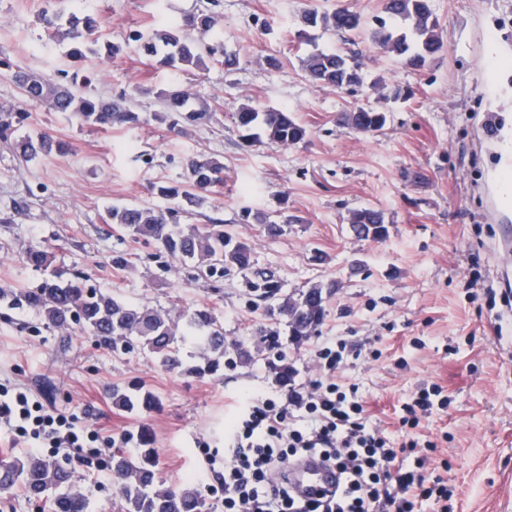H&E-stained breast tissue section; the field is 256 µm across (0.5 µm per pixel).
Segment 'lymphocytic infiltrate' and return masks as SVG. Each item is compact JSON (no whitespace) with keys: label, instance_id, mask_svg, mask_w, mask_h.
<instances>
[{"label":"lymphocytic infiltrate","instance_id":"obj_1","mask_svg":"<svg viewBox=\"0 0 512 512\" xmlns=\"http://www.w3.org/2000/svg\"><path fill=\"white\" fill-rule=\"evenodd\" d=\"M347 348L344 339L325 340L315 350L313 379L241 401L226 428L230 448L204 452L193 471L212 496L213 512H421L424 502L447 501L444 479L427 472L436 443L408 436L396 444L385 429L369 425L356 388L343 380ZM0 429L35 450L68 449L98 475L104 449L130 440L102 435L75 415L48 412L22 388L0 390ZM309 454L343 474L338 493L303 501L289 489L284 464Z\"/></svg>","mask_w":512,"mask_h":512}]
</instances>
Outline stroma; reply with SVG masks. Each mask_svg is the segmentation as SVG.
<instances>
[{"label": "stroma", "instance_id": "obj_1", "mask_svg": "<svg viewBox=\"0 0 512 512\" xmlns=\"http://www.w3.org/2000/svg\"><path fill=\"white\" fill-rule=\"evenodd\" d=\"M445 51L418 70L404 67L371 38L384 0H0V59L52 78L68 68L69 43L51 39L44 13L98 15L103 39L126 42L151 32L160 19L200 11L215 15L207 33L237 55L233 70L209 63L182 71L128 48L123 57L89 58L91 90L135 103L140 124L89 130L48 105L26 108L15 137L52 135L61 153L26 162L0 141V287H37L48 270L27 264L40 246L52 266L82 271L91 285L125 303L170 315L212 311L226 338L251 360L198 378L187 369L201 348H181L184 367L170 370L147 351H115L73 332L66 358L62 336L32 309L0 300V384L28 388L52 410L89 416L103 434L133 435L127 452L147 437L160 482L183 483L202 450L223 451L224 429L239 396L277 390L265 339L274 332L295 383L313 378L311 352L331 337L356 345L345 376L355 385L371 424L400 437L398 417L422 386L437 384L443 411L421 419L419 441L439 440L437 457L453 496L448 512H512V306L492 304L488 289L503 280L491 254L512 210L494 206V165L480 146L478 124L495 107L512 110V0H431ZM345 7L363 20L352 33L304 26L305 11ZM314 51L354 55L365 82L355 91L312 86L302 67ZM277 60L270 68L269 60ZM177 86L207 102L209 121L170 130L155 122L156 94ZM292 112L307 130L294 145L259 140L236 126L241 106ZM387 111L384 131L358 132L340 121L361 107ZM196 153L224 163V187L204 206L181 215L184 224L220 218L252 248L257 267L276 271L283 293L335 282L325 317L312 336L294 340L265 306L251 304L244 279L214 281L111 224L115 206L166 211L155 184L180 181ZM372 207L385 217L380 240L355 238L352 210ZM259 211L283 227L268 235L242 221ZM127 263L113 264L115 255ZM143 388L156 403L127 410L113 405L112 388ZM83 492L87 512H125L110 477L85 473L61 454Z\"/></svg>", "mask_w": 512, "mask_h": 512}]
</instances>
